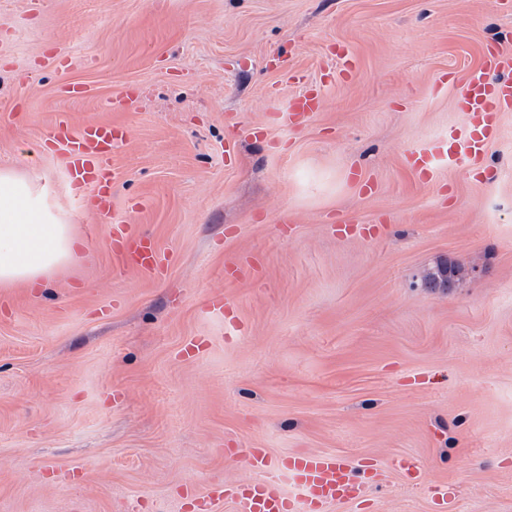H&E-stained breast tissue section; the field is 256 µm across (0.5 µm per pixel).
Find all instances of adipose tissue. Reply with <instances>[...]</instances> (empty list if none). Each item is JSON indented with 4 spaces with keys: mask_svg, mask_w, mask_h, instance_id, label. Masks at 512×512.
Returning <instances> with one entry per match:
<instances>
[{
    "mask_svg": "<svg viewBox=\"0 0 512 512\" xmlns=\"http://www.w3.org/2000/svg\"><path fill=\"white\" fill-rule=\"evenodd\" d=\"M81 244L24 174L0 169V288H33L78 266Z\"/></svg>",
    "mask_w": 512,
    "mask_h": 512,
    "instance_id": "adipose-tissue-1",
    "label": "adipose tissue"
}]
</instances>
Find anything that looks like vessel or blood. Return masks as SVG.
I'll return each mask as SVG.
<instances>
[{"label": "vessel or blood", "mask_w": 512, "mask_h": 512, "mask_svg": "<svg viewBox=\"0 0 512 512\" xmlns=\"http://www.w3.org/2000/svg\"><path fill=\"white\" fill-rule=\"evenodd\" d=\"M460 98L471 120L470 129L450 134L446 151L419 149L410 153L413 168L424 169L440 161L452 168L483 161L500 133L499 113L512 109V55L489 50L468 76ZM319 108L317 94L304 90L292 98L286 116L294 121ZM127 137V128L112 122L92 120L73 127L62 118L51 135L52 143L66 159L67 180L79 188L81 196L97 200L96 221L100 224L118 221L112 186L117 152ZM112 255L124 269L151 278L163 271L169 260L150 236L127 227L113 231ZM231 454L254 472V480L195 489L193 512H221L227 503L236 512H328L336 504L358 507L366 502L377 477L370 462L333 453L298 452L276 459L265 448H235ZM284 476L296 484L298 494L283 491L280 479Z\"/></svg>", "instance_id": "1"}]
</instances>
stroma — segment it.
<instances>
[{
    "label": "stroma",
    "instance_id": "35a3bbf8",
    "mask_svg": "<svg viewBox=\"0 0 512 512\" xmlns=\"http://www.w3.org/2000/svg\"><path fill=\"white\" fill-rule=\"evenodd\" d=\"M492 44L512 52V0H0V168L85 242L0 288V512H181L186 484L251 480L228 448L373 459L371 512H433L444 484L448 512H512V110L478 166L406 163L467 130ZM312 85L311 120H274ZM63 113L129 130L114 204L172 253L160 278L114 268L75 203ZM232 254L262 276L225 283Z\"/></svg>",
    "mask_w": 512,
    "mask_h": 512
}]
</instances>
